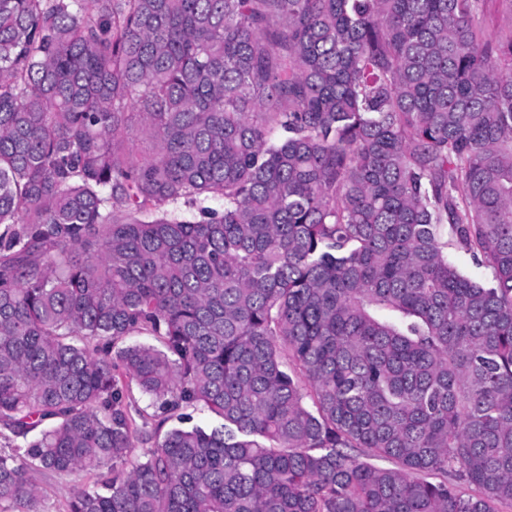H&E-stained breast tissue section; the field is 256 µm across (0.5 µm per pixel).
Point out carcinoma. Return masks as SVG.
Instances as JSON below:
<instances>
[{
  "instance_id": "obj_1",
  "label": "carcinoma",
  "mask_w": 512,
  "mask_h": 512,
  "mask_svg": "<svg viewBox=\"0 0 512 512\" xmlns=\"http://www.w3.org/2000/svg\"><path fill=\"white\" fill-rule=\"evenodd\" d=\"M483 4L0 0V506L104 468L66 512L512 504V35ZM127 379L221 423L136 455ZM482 25L490 37L509 35L512 31V13L501 0H485ZM448 256L457 264V266L468 276L473 279L486 281L490 277V270L487 269L481 262L478 263L473 253L466 252L462 249L451 245L448 239Z\"/></svg>"
}]
</instances>
